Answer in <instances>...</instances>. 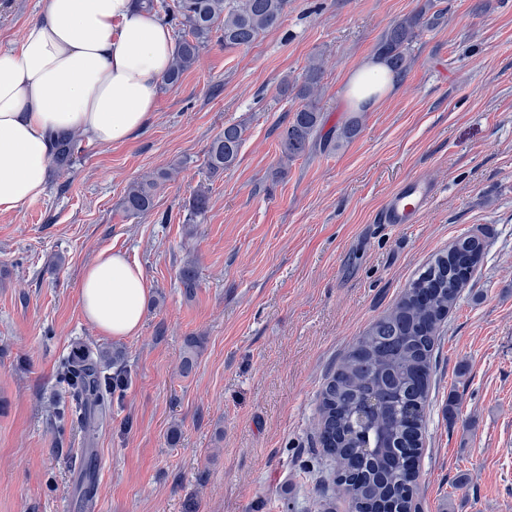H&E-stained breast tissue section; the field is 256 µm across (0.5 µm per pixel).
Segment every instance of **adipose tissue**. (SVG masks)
I'll return each mask as SVG.
<instances>
[{"instance_id": "adipose-tissue-1", "label": "adipose tissue", "mask_w": 512, "mask_h": 512, "mask_svg": "<svg viewBox=\"0 0 512 512\" xmlns=\"http://www.w3.org/2000/svg\"><path fill=\"white\" fill-rule=\"evenodd\" d=\"M174 49L171 29L135 0H48L16 49L0 51V214L45 194L56 135L109 145L128 139L153 111ZM395 77L377 58L352 71L347 91L369 107ZM142 269L101 252L80 282L84 316L107 336L141 325Z\"/></svg>"}]
</instances>
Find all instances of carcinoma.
Returning <instances> with one entry per match:
<instances>
[{
  "instance_id": "cac0c4a2",
  "label": "carcinoma",
  "mask_w": 512,
  "mask_h": 512,
  "mask_svg": "<svg viewBox=\"0 0 512 512\" xmlns=\"http://www.w3.org/2000/svg\"><path fill=\"white\" fill-rule=\"evenodd\" d=\"M147 12H163L182 31L163 78L175 87L198 62L200 51L222 32L224 46L248 47L282 24L289 0H138ZM443 12L426 6L403 16L387 28L376 46L377 57L397 76L412 67V47L420 36L439 27ZM323 65L310 60L298 79H284L279 95L297 102L280 135L282 158L292 162L307 154L322 138L324 116L319 107ZM360 130L354 116L336 130V145L352 140ZM79 136H57L51 165L68 174L79 152ZM243 143V128L224 126L207 149V167L217 174L233 166ZM157 180L130 183L123 195L124 210L144 215L154 207ZM208 209L207 190L198 189L189 202L187 223L196 224ZM484 242L465 237L436 254L429 265L404 289L399 300L374 320L351 346L328 378L321 393L318 442L336 464L337 482L348 498L349 512H418L415 489L418 473L404 466L407 456L419 453L426 433L432 360L437 331L461 295L468 275L479 264ZM178 279L190 294L197 288L198 271L189 259ZM199 341L186 342L181 371H192ZM120 353L106 349L66 359L62 374L78 398V408L91 430L98 428L94 414L102 411L109 392L106 369Z\"/></svg>"
}]
</instances>
